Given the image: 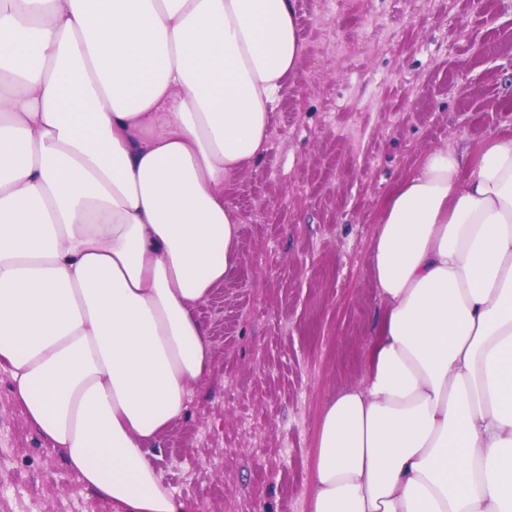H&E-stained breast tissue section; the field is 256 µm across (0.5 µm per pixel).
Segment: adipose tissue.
Masks as SVG:
<instances>
[{"instance_id":"adipose-tissue-1","label":"adipose tissue","mask_w":512,"mask_h":512,"mask_svg":"<svg viewBox=\"0 0 512 512\" xmlns=\"http://www.w3.org/2000/svg\"><path fill=\"white\" fill-rule=\"evenodd\" d=\"M301 55L295 0H0V370L119 512L210 371L197 307L243 261L227 198ZM384 313L321 415L312 512H512V133L387 197Z\"/></svg>"}]
</instances>
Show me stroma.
<instances>
[{"instance_id":"35a3bbf8","label":"stroma","mask_w":512,"mask_h":512,"mask_svg":"<svg viewBox=\"0 0 512 512\" xmlns=\"http://www.w3.org/2000/svg\"><path fill=\"white\" fill-rule=\"evenodd\" d=\"M303 47L234 180L242 266L198 308L212 364L153 463L182 512H311L323 406L362 384L383 201L438 148L512 130V0H296ZM0 512H113L0 371Z\"/></svg>"}]
</instances>
